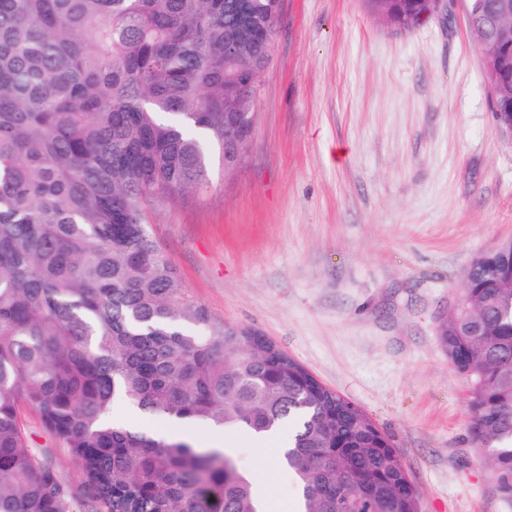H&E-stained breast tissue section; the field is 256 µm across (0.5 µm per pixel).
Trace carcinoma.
<instances>
[{"mask_svg":"<svg viewBox=\"0 0 512 512\" xmlns=\"http://www.w3.org/2000/svg\"><path fill=\"white\" fill-rule=\"evenodd\" d=\"M282 0H0V512H71L22 411L69 449L98 512H259L231 454L112 419L263 437L304 512H419L387 435L252 330L214 320L147 210L230 170L225 113L253 110ZM440 340L474 445L512 501V249L474 258ZM112 416L131 428L160 427L159 421L154 420L148 414L139 410H130L126 405L119 403L114 405Z\"/></svg>","mask_w":512,"mask_h":512,"instance_id":"1","label":"carcinoma"}]
</instances>
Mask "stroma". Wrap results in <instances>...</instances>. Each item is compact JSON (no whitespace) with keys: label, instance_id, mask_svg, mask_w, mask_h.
Wrapping results in <instances>:
<instances>
[{"label":"stroma","instance_id":"obj_1","mask_svg":"<svg viewBox=\"0 0 512 512\" xmlns=\"http://www.w3.org/2000/svg\"><path fill=\"white\" fill-rule=\"evenodd\" d=\"M469 0L409 32L361 0H283L234 170L154 206L148 232L187 291L255 330L389 437L419 512H512L474 447L467 384L441 347L470 262L512 240V138L490 108ZM73 492L68 448L24 411ZM276 512L295 503L273 443L232 436Z\"/></svg>","mask_w":512,"mask_h":512}]
</instances>
